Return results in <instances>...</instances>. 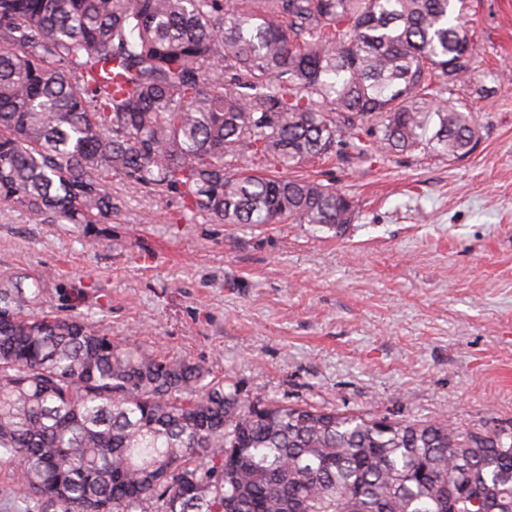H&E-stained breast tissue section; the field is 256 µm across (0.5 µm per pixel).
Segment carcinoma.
I'll return each instance as SVG.
<instances>
[{
  "label": "carcinoma",
  "mask_w": 512,
  "mask_h": 512,
  "mask_svg": "<svg viewBox=\"0 0 512 512\" xmlns=\"http://www.w3.org/2000/svg\"><path fill=\"white\" fill-rule=\"evenodd\" d=\"M462 0H0V202L103 224L106 184L224 224L353 223L328 155L479 141ZM0 289V461L39 512H512L491 432L250 399Z\"/></svg>",
  "instance_id": "obj_1"
}]
</instances>
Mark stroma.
<instances>
[{
  "instance_id": "35a3bbf8",
  "label": "stroma",
  "mask_w": 512,
  "mask_h": 512,
  "mask_svg": "<svg viewBox=\"0 0 512 512\" xmlns=\"http://www.w3.org/2000/svg\"><path fill=\"white\" fill-rule=\"evenodd\" d=\"M480 139L296 176L348 194L319 224H220L109 176L108 224H36L0 203V288L22 277L60 315L185 356L252 398L365 417L512 426V0H466Z\"/></svg>"
}]
</instances>
